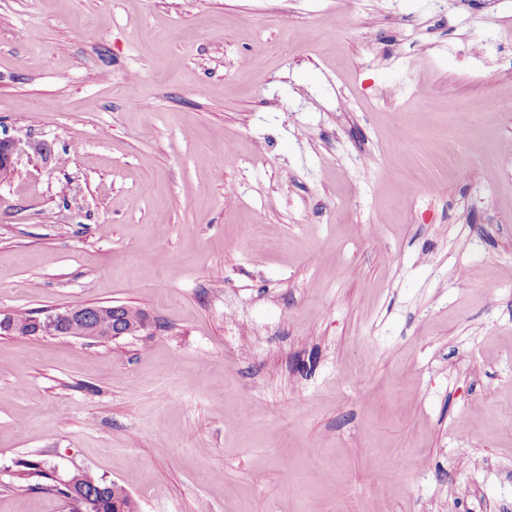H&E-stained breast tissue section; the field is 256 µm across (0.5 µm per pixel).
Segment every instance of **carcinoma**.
<instances>
[{"mask_svg": "<svg viewBox=\"0 0 512 512\" xmlns=\"http://www.w3.org/2000/svg\"><path fill=\"white\" fill-rule=\"evenodd\" d=\"M139 315V310L123 305L117 309L105 308L102 314H92L87 321L77 320L64 326L67 336H82L89 326L99 332H112V323L125 325L128 318ZM57 491L73 500L75 512H137L132 497L126 490L115 483H107L87 473H75Z\"/></svg>", "mask_w": 512, "mask_h": 512, "instance_id": "carcinoma-1", "label": "carcinoma"}]
</instances>
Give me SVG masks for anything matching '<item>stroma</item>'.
I'll return each mask as SVG.
<instances>
[{"label":"stroma","instance_id":"1","mask_svg":"<svg viewBox=\"0 0 512 512\" xmlns=\"http://www.w3.org/2000/svg\"><path fill=\"white\" fill-rule=\"evenodd\" d=\"M4 134L0 312L152 325L0 335V512H512V0H0ZM21 143L14 137H0V181L7 180L16 171L18 157L22 152ZM109 307V308H101V307ZM92 308H101L103 310L102 314L92 313L89 320H77L75 322H70L63 328V332L65 336H83L85 339L92 340H108V339H117L122 336H97L95 333L91 336H85V329L89 326L95 327L99 332L103 334L112 332V307H116V314L114 315L115 325L118 323L122 325L128 324V318L131 316H139L141 310H135L123 305H97V306H86ZM57 491L73 500L75 512H137L132 497L115 483L87 473L72 474Z\"/></svg>","mask_w":512,"mask_h":512}]
</instances>
